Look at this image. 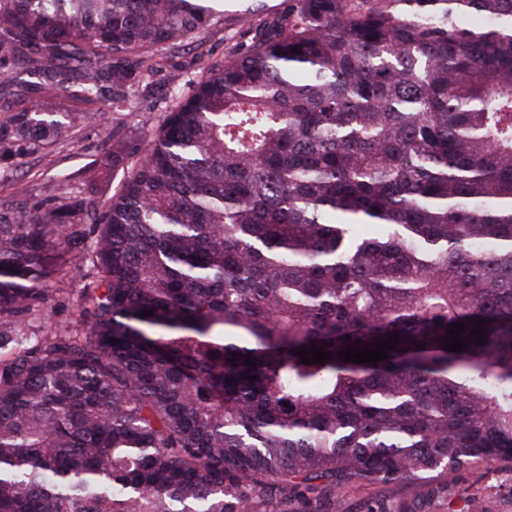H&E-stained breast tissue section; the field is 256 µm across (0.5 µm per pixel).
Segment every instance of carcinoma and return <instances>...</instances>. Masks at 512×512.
I'll use <instances>...</instances> for the list:
<instances>
[{"mask_svg":"<svg viewBox=\"0 0 512 512\" xmlns=\"http://www.w3.org/2000/svg\"><path fill=\"white\" fill-rule=\"evenodd\" d=\"M225 2L0 0V168L134 111ZM232 2L105 209L0 203V512H329L512 461V0ZM84 221L86 307L28 336ZM242 21L237 19H227L224 21V30L219 32H209L203 36V49L206 52L208 64L220 69L224 66V57L229 48L235 44L240 36V32L245 29Z\"/></svg>","mask_w":512,"mask_h":512,"instance_id":"obj_1","label":"carcinoma"}]
</instances>
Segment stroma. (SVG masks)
<instances>
[{
    "mask_svg": "<svg viewBox=\"0 0 512 512\" xmlns=\"http://www.w3.org/2000/svg\"><path fill=\"white\" fill-rule=\"evenodd\" d=\"M170 102L167 71L162 68L143 95L141 111L105 113L101 121L74 129L63 144L30 156L22 179L0 178V200L14 198L22 184L30 202L36 203L43 200V189L50 185L60 197L76 196L89 204L104 205L124 177L123 169L112 165L113 144L146 148ZM91 268L89 262L68 259L50 281L47 303L31 320L29 335L72 326L86 304L83 288ZM378 494L383 495L387 512H462L469 497L483 500L486 512H512V462L472 464L449 475L444 485L433 482L383 490L365 484L337 493L330 508L332 512H355L360 500Z\"/></svg>",
    "mask_w": 512,
    "mask_h": 512,
    "instance_id": "35a3bbf8",
    "label": "stroma"
}]
</instances>
